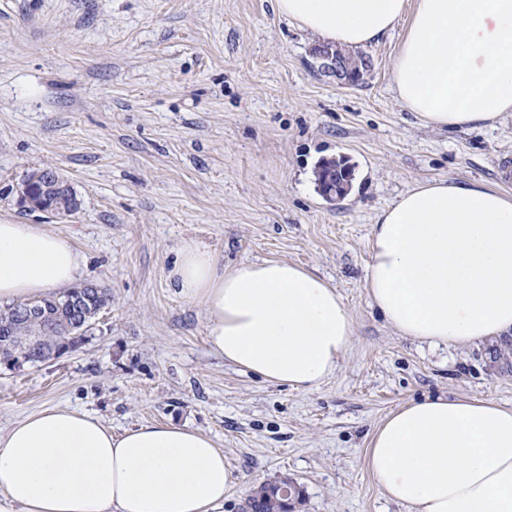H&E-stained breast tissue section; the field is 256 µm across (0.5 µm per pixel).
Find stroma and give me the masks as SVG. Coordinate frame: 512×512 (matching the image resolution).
Returning <instances> with one entry per match:
<instances>
[{"label":"stroma","instance_id":"1","mask_svg":"<svg viewBox=\"0 0 512 512\" xmlns=\"http://www.w3.org/2000/svg\"><path fill=\"white\" fill-rule=\"evenodd\" d=\"M405 27L364 47L371 71L342 88L311 55L318 36L275 0H0V218L67 238L79 281L112 295L75 351L0 363V431L53 407L116 434L186 424L236 477L221 512H244L254 486L281 479L302 491L296 512H409L367 469L373 431L427 397L512 406V337L456 349L399 335L365 288L372 226L425 180L512 194V112L478 129L423 125L394 92ZM339 157L353 181L334 201L314 171ZM46 165L73 186V215L19 206ZM188 240L228 271L267 259L325 278L355 321L336 373L301 391L215 354L203 306L168 278Z\"/></svg>","mask_w":512,"mask_h":512}]
</instances>
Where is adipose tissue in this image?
Listing matches in <instances>:
<instances>
[{"mask_svg":"<svg viewBox=\"0 0 512 512\" xmlns=\"http://www.w3.org/2000/svg\"><path fill=\"white\" fill-rule=\"evenodd\" d=\"M277 13L326 42L360 48L409 16L393 61L396 96L436 129H473L512 112V0H275ZM365 286L400 335L460 349L512 332V195L434 179L376 217ZM80 256L35 224L0 220V303L62 290ZM201 302L214 353L263 380L311 391L355 335L335 288L287 262L223 271L184 243L170 271ZM367 468L411 512H512V406L428 398L391 412ZM235 482L223 449L175 423L113 434L56 407L0 432V512H219Z\"/></svg>","mask_w":512,"mask_h":512,"instance_id":"1","label":"adipose tissue"}]
</instances>
